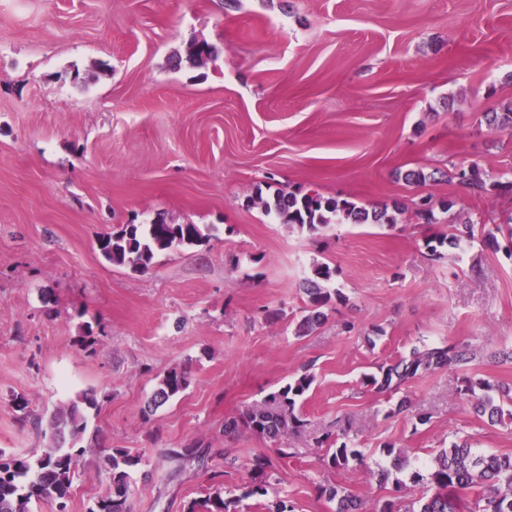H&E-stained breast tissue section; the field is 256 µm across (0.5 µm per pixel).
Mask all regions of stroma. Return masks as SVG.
<instances>
[{"mask_svg":"<svg viewBox=\"0 0 512 512\" xmlns=\"http://www.w3.org/2000/svg\"><path fill=\"white\" fill-rule=\"evenodd\" d=\"M197 40L217 57L176 63ZM510 101L512 0H0V451L48 443L13 397L46 420L92 389L69 512L109 490L107 448L141 457L132 512H184L217 488L235 512H263L247 463L270 444L224 422L307 367L309 426L285 437L295 455L270 477L295 512H333L322 485L368 508L395 494L325 466L316 440L340 420L373 468L387 446L428 461L455 437L512 455V420L478 417L455 394L458 369L392 394L361 382L449 338L482 353L478 376L512 384V362L491 358L512 349V250L475 241L430 259L425 239L448 227L411 215L422 196L455 199L480 233L512 215V192L477 198L442 175L453 161L512 181V133L481 121ZM415 167L435 180L396 179ZM271 187L404 212L311 237L254 205ZM159 213L206 242L144 272L100 255L98 236ZM320 264L345 299L299 337ZM186 363L189 388L143 416L157 376ZM192 443L210 448L206 466L167 476L160 449Z\"/></svg>","mask_w":512,"mask_h":512,"instance_id":"obj_1","label":"stroma"}]
</instances>
